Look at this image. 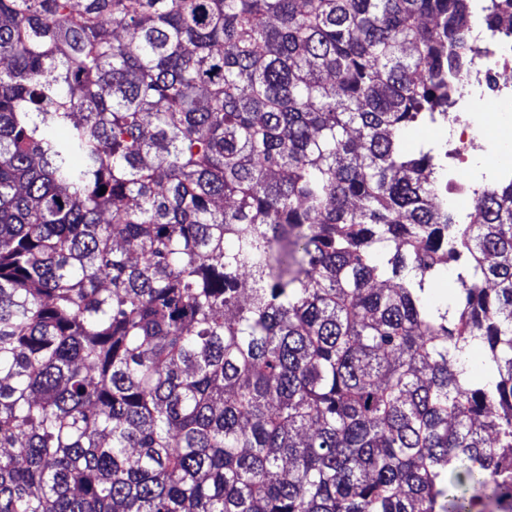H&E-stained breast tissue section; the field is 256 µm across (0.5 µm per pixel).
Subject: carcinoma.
Masks as SVG:
<instances>
[{
    "label": "carcinoma",
    "mask_w": 512,
    "mask_h": 512,
    "mask_svg": "<svg viewBox=\"0 0 512 512\" xmlns=\"http://www.w3.org/2000/svg\"><path fill=\"white\" fill-rule=\"evenodd\" d=\"M470 17L0 0V512H512V182L409 148ZM478 187V181L471 175V179L468 180L465 176L459 174L455 170H448V194L442 201L447 203L448 208L457 209L459 206V199L464 195L472 194V192ZM431 303L435 302H450L452 297L459 288V284L456 280V273L453 269V265L450 266L447 272L443 273L440 278L435 280L431 286Z\"/></svg>",
    "instance_id": "cac0c4a2"
}]
</instances>
